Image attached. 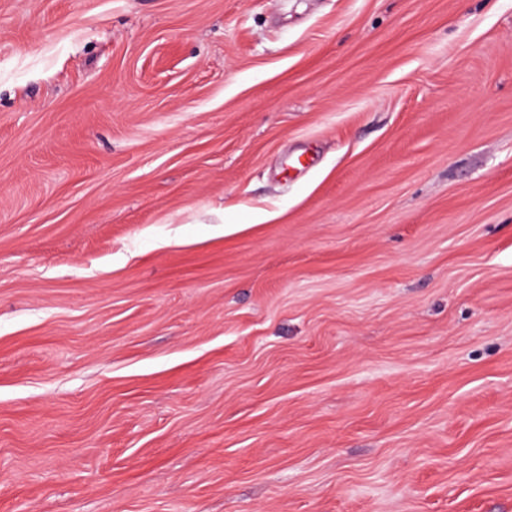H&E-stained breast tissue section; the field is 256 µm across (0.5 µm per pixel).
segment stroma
Segmentation results:
<instances>
[{
    "mask_svg": "<svg viewBox=\"0 0 512 512\" xmlns=\"http://www.w3.org/2000/svg\"><path fill=\"white\" fill-rule=\"evenodd\" d=\"M0 512H512V0H0Z\"/></svg>",
    "mask_w": 512,
    "mask_h": 512,
    "instance_id": "stroma-1",
    "label": "stroma"
}]
</instances>
